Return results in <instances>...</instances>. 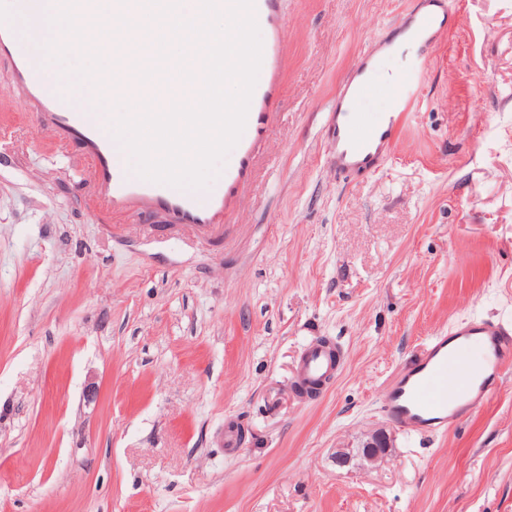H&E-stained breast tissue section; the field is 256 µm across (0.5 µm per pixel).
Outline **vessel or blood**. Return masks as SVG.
I'll list each match as a JSON object with an SVG mask.
<instances>
[{"label": "vessel or blood", "mask_w": 512, "mask_h": 512, "mask_svg": "<svg viewBox=\"0 0 512 512\" xmlns=\"http://www.w3.org/2000/svg\"><path fill=\"white\" fill-rule=\"evenodd\" d=\"M283 2L254 0L262 63L246 127L232 159L202 190L140 178L126 149L105 125L98 98L77 96L66 89L64 78L49 77L40 64V50L22 35L18 23H0V63H6V79L27 99L32 126L80 151L101 202L100 217L125 214L145 224L163 220L208 234L229 223L240 209L246 188L258 179L262 149L280 121L287 56ZM413 22L415 28L406 39L409 55L386 82H378V61L367 54L358 59L336 93L324 133L331 146L327 161L344 181L373 176L384 167L419 100L428 64L424 48L434 37L437 19L417 15ZM133 64L132 57L113 54V95L149 97L153 85L137 78ZM381 87L390 93L389 108L358 111L364 96ZM339 367L335 346L323 340L305 349L297 377L300 383L322 388L334 380ZM510 373L512 322L473 316L429 337L420 353L383 387L381 409L404 434H444L468 413L487 405Z\"/></svg>", "instance_id": "vessel-or-blood-1"}]
</instances>
